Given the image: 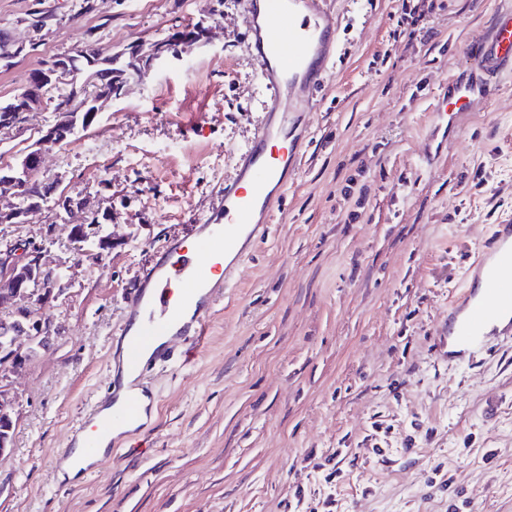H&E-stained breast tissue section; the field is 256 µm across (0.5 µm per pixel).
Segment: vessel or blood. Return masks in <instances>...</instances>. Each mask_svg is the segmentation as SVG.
Segmentation results:
<instances>
[{"label": "vessel or blood", "mask_w": 512, "mask_h": 512, "mask_svg": "<svg viewBox=\"0 0 512 512\" xmlns=\"http://www.w3.org/2000/svg\"><path fill=\"white\" fill-rule=\"evenodd\" d=\"M321 0H245L254 57L271 92L268 112L251 143L241 153L235 181L225 184L222 205L200 225L193 252L181 241L167 244L125 300L124 319L116 336L123 367L139 369L145 349L168 336L182 346L181 363L190 365L202 347L210 318L230 285V273L244 262L267 229L280 205L303 149L300 106H312V89L326 78V63L336 43V21ZM471 67L481 75L472 81L456 78L437 95L432 132L449 135L452 115L487 97L492 82L512 71V12L500 13L490 34L472 39ZM494 261L485 279L469 285L436 328V350L464 357L484 348L485 327L507 318L512 334V224L497 225L488 244ZM139 412L137 398L120 406L97 399L75 431L80 448L70 464L92 475L95 458L113 430Z\"/></svg>", "instance_id": "b4317fda"}]
</instances>
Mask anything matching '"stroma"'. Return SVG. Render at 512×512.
<instances>
[{
  "label": "stroma",
  "instance_id": "stroma-1",
  "mask_svg": "<svg viewBox=\"0 0 512 512\" xmlns=\"http://www.w3.org/2000/svg\"><path fill=\"white\" fill-rule=\"evenodd\" d=\"M61 22L0 65V100L40 60L87 48L128 65L95 124L41 173L112 211L102 267L78 264L47 205L0 224V245L50 240L65 279L37 318L60 333L12 376L13 447L0 512H512V340L438 358V321L499 224L512 222V72L455 113L426 163L436 93L512 0H327L336 50L305 113L310 146L272 229L237 273L190 366L141 375L153 414L63 490L52 454L111 385L123 301L173 239L194 236L237 176L269 92L243 0H46ZM412 14L427 37L398 35ZM201 27L180 58L156 50ZM0 141L17 163L52 122Z\"/></svg>",
  "mask_w": 512,
  "mask_h": 512
}]
</instances>
